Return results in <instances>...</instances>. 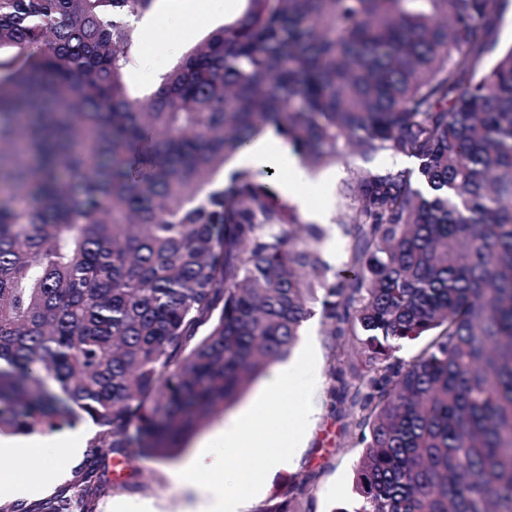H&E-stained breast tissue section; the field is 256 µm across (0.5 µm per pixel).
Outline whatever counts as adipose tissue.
Listing matches in <instances>:
<instances>
[{
    "label": "adipose tissue",
    "instance_id": "adipose-tissue-1",
    "mask_svg": "<svg viewBox=\"0 0 512 512\" xmlns=\"http://www.w3.org/2000/svg\"><path fill=\"white\" fill-rule=\"evenodd\" d=\"M237 167L253 172L269 170L285 173L289 195L308 179L299 157L282 144L274 129L249 141L239 152ZM320 380L315 358L305 355L278 364L262 383L259 404L242 411L224 423V452L215 454L202 449L195 454L184 472L183 485L194 490L198 500L193 512H243L244 502L236 492L238 484L254 481L256 473L267 474L293 465L295 450L311 421L312 410L304 403L288 406V427L266 436L262 455H254L255 433L266 420L269 403L281 399L287 388H307ZM59 437L34 436L24 440L0 437V456L21 455L29 459L74 463L82 456L81 449L60 448ZM206 472L210 480L199 485L198 472Z\"/></svg>",
    "mask_w": 512,
    "mask_h": 512
}]
</instances>
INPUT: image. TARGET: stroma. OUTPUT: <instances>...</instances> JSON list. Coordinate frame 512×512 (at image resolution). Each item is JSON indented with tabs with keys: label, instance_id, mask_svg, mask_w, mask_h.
<instances>
[{
	"label": "stroma",
	"instance_id": "1",
	"mask_svg": "<svg viewBox=\"0 0 512 512\" xmlns=\"http://www.w3.org/2000/svg\"><path fill=\"white\" fill-rule=\"evenodd\" d=\"M196 2L155 0L153 10L135 21L136 38L131 54L136 63L129 66L124 77L131 96H149L151 89L143 81L144 74L161 79L212 30L227 23L228 18L224 15L212 17L189 29L175 22V15L193 12ZM361 163L360 157L351 156L347 161L336 163L331 171H317L302 190L312 208L324 210L328 215L324 226L326 238L321 250L323 259L334 268L346 261L348 253V241L338 225L342 211L339 190L348 177L349 168ZM301 340L314 345L323 378L315 391L305 395L306 400L315 406L316 413L303 444L297 450L296 465L270 474L260 492L247 493L246 512H256L260 506L274 504L286 485L304 478L309 479L310 490L300 500V512H333L334 508L348 506L353 499L354 468L361 448L349 426L347 405L332 404L328 390L332 385L331 369L343 367L346 358L354 356L355 348L349 343L331 345L324 326L318 320L314 321L311 329L305 330ZM258 393V387H251L239 406L230 407L209 419L191 436L178 458L172 461L139 456L120 462L107 455L93 464L80 460L60 477L42 461L16 460V467L21 468L38 488L37 493L25 498L23 504L29 512H43L46 503L61 496H71L84 488L88 491L85 504L89 512H118L119 505L129 500L150 503L152 512H190L195 498L177 483L183 466L202 442L221 448L225 420L237 414L239 407L249 406Z\"/></svg>",
	"mask_w": 512,
	"mask_h": 512
}]
</instances>
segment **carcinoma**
Returning <instances> with one entry per match:
<instances>
[{
    "label": "carcinoma",
    "mask_w": 512,
    "mask_h": 512,
    "mask_svg": "<svg viewBox=\"0 0 512 512\" xmlns=\"http://www.w3.org/2000/svg\"><path fill=\"white\" fill-rule=\"evenodd\" d=\"M154 2L0 0V432L89 419L93 460H173L318 314L360 346L336 512H512L506 0H247L141 100ZM269 125L306 168L417 162L350 169L339 269L270 174L226 171Z\"/></svg>",
    "instance_id": "obj_1"
}]
</instances>
